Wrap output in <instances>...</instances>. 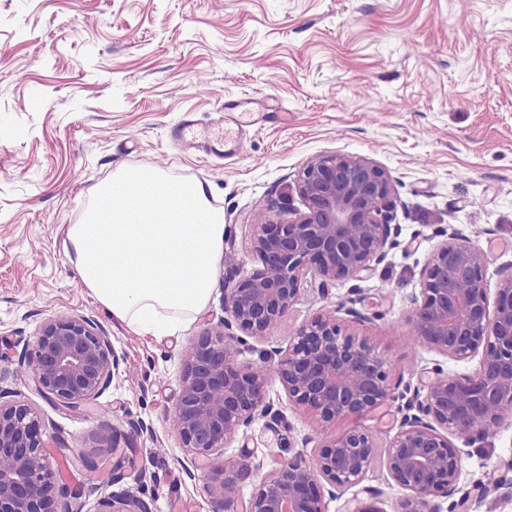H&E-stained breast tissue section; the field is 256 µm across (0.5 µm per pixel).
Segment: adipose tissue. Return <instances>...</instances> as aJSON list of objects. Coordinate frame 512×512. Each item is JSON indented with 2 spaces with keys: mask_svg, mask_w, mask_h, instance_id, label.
Wrapping results in <instances>:
<instances>
[{
  "mask_svg": "<svg viewBox=\"0 0 512 512\" xmlns=\"http://www.w3.org/2000/svg\"><path fill=\"white\" fill-rule=\"evenodd\" d=\"M224 214L201 183L126 169L67 231L85 288L113 317L163 335L202 311L224 253Z\"/></svg>",
  "mask_w": 512,
  "mask_h": 512,
  "instance_id": "adipose-tissue-1",
  "label": "adipose tissue"
}]
</instances>
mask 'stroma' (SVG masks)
<instances>
[{
  "label": "stroma",
  "instance_id": "35a3bbf8",
  "mask_svg": "<svg viewBox=\"0 0 512 512\" xmlns=\"http://www.w3.org/2000/svg\"><path fill=\"white\" fill-rule=\"evenodd\" d=\"M264 112L244 127L239 153L217 158L177 146L183 117L213 128L235 105ZM324 153L364 156L389 173L395 245L363 279L307 277L287 322L240 359L257 362L320 310L346 304L363 316L390 359L414 360L392 376L405 388L472 372L409 348L407 297L445 230L459 229L488 255L497 290L512 267V0H0V390H24L22 353L47 319L85 314L109 332L119 372L95 404L69 411L30 400L57 424L70 451L48 454L63 483L100 497L144 495L153 512H212L219 492L182 471L188 454L168 430L185 350L224 320V287L205 310L156 336L112 318L83 288L65 245L94 192L120 170L164 171L207 184L236 237L221 269L244 280L259 263L251 245L256 205L289 219L302 202L296 178ZM269 398L289 429L256 418L226 464L270 470L273 455L314 456L316 421L280 384ZM151 423L133 439L121 480L112 478L110 425ZM462 488L492 484L512 458V436L463 447Z\"/></svg>",
  "mask_w": 512,
  "mask_h": 512
}]
</instances>
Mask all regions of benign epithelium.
Returning a JSON list of instances; mask_svg holds the SVG:
<instances>
[{
  "mask_svg": "<svg viewBox=\"0 0 512 512\" xmlns=\"http://www.w3.org/2000/svg\"><path fill=\"white\" fill-rule=\"evenodd\" d=\"M297 191L305 210L293 219L275 222L263 209L253 237L259 268L239 283L224 281L223 325L206 329L183 355L168 420L183 446L210 462L203 475L187 466L186 475L223 477L224 510H234L224 447L258 416L276 426L284 422L268 398L277 381L288 400L319 417L322 450L275 461L244 512H327L324 495L342 497L378 463L406 491L396 512H445L444 502L454 496V505L468 512L478 499L459 486L463 457L456 442L470 445L512 430V273L490 296L486 254L453 229L422 267L420 292L408 298L410 343L456 362L478 359L469 374H439L395 394L389 381L395 362L370 337L341 326L343 314L366 320L343 303L300 325L276 362L243 364L241 347L249 338H268L288 318L305 275L359 279L395 244L391 178L376 161L318 155L303 168ZM23 357L28 389L67 409L97 400L120 366L108 331L85 315L45 321ZM395 402L399 427L381 446L366 420ZM82 496L52 468L41 416L29 398L17 392L6 400L0 392V512H82L72 509ZM99 506L98 512H151L135 495L108 496ZM343 512L383 510L362 502L356 491Z\"/></svg>",
  "mask_w": 512,
  "mask_h": 512,
  "instance_id": "1",
  "label": "benign epithelium"
}]
</instances>
